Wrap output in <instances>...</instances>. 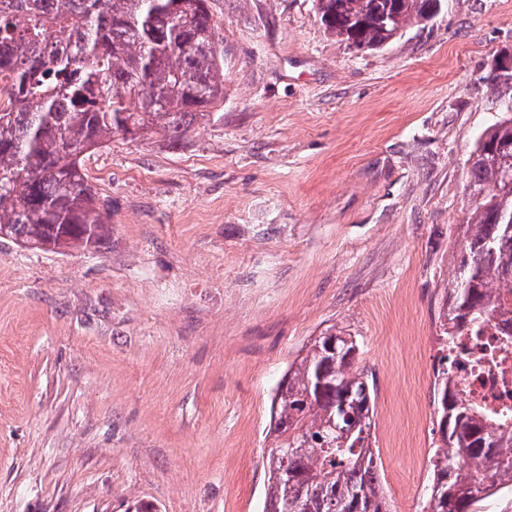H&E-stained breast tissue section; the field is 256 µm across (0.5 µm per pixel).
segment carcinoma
Instances as JSON below:
<instances>
[{"instance_id":"cac0c4a2","label":"carcinoma","mask_w":512,"mask_h":512,"mask_svg":"<svg viewBox=\"0 0 512 512\" xmlns=\"http://www.w3.org/2000/svg\"><path fill=\"white\" fill-rule=\"evenodd\" d=\"M441 0H316L327 32L379 48ZM207 0H0V240L59 252L109 229L82 158L129 129L186 135L224 99ZM473 201L448 282L444 334L512 344V116L470 156ZM359 342L330 328L288 367L271 401L263 512H389L371 446L372 393ZM434 402L446 451L421 512H477L512 479V423L463 402L448 365Z\"/></svg>"}]
</instances>
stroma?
<instances>
[{
    "instance_id": "obj_1",
    "label": "stroma",
    "mask_w": 512,
    "mask_h": 512,
    "mask_svg": "<svg viewBox=\"0 0 512 512\" xmlns=\"http://www.w3.org/2000/svg\"><path fill=\"white\" fill-rule=\"evenodd\" d=\"M224 99L180 141L83 161L111 213L63 252L0 242V512H262L270 405L356 338L393 512H420L469 156L512 105V0H442L377 50L314 0H207Z\"/></svg>"
}]
</instances>
